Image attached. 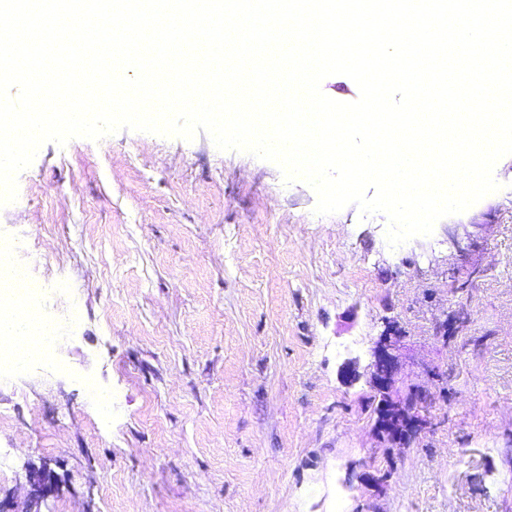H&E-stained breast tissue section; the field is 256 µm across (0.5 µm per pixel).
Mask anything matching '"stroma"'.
<instances>
[{
  "label": "stroma",
  "instance_id": "stroma-1",
  "mask_svg": "<svg viewBox=\"0 0 512 512\" xmlns=\"http://www.w3.org/2000/svg\"><path fill=\"white\" fill-rule=\"evenodd\" d=\"M494 177L393 249L384 215L315 214L307 183L203 132L43 144L0 239L46 314L82 317L0 373V500L22 512L46 463L41 512H512V155ZM389 323L434 422L391 449L366 372ZM26 480L30 491L27 506L22 512H41V502L55 490L54 474L44 463L39 468L29 469Z\"/></svg>",
  "mask_w": 512,
  "mask_h": 512
}]
</instances>
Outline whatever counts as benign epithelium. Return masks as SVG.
<instances>
[{
	"label": "benign epithelium",
	"mask_w": 512,
	"mask_h": 512,
	"mask_svg": "<svg viewBox=\"0 0 512 512\" xmlns=\"http://www.w3.org/2000/svg\"><path fill=\"white\" fill-rule=\"evenodd\" d=\"M400 342L401 336L386 328L374 342L368 371L377 398L378 433L392 443L405 444L426 427L423 408L430 396L419 387H411L406 393L393 396V386L400 372L397 359ZM26 480L30 491L23 512H41V502L55 490L54 474L48 465L43 464L28 470Z\"/></svg>",
	"instance_id": "benign-epithelium-1"
}]
</instances>
